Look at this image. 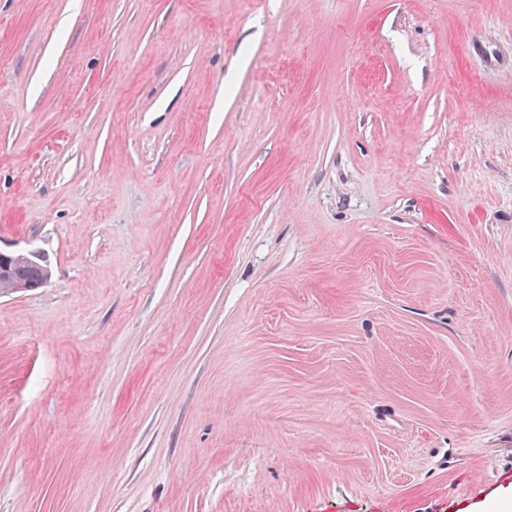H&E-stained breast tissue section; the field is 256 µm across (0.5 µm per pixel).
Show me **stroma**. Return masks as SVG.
<instances>
[{
    "label": "stroma",
    "instance_id": "35a3bbf8",
    "mask_svg": "<svg viewBox=\"0 0 512 512\" xmlns=\"http://www.w3.org/2000/svg\"><path fill=\"white\" fill-rule=\"evenodd\" d=\"M0 512H499L512 0H0ZM49 278V269L45 264L40 266H31L27 269L25 280L22 283H17L12 280L6 272L2 263L0 262V291L8 292L13 289L23 290V292L32 291L36 288H41L43 283ZM19 286V288H14Z\"/></svg>",
    "mask_w": 512,
    "mask_h": 512
}]
</instances>
